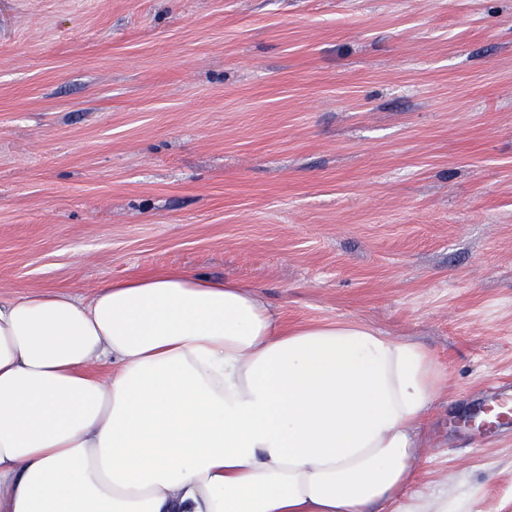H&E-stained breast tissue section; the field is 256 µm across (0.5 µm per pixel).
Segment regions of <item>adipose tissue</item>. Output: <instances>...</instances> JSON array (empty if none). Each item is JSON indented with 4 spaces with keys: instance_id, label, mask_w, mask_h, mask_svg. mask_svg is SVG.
Here are the masks:
<instances>
[{
    "instance_id": "ef3b65f1",
    "label": "adipose tissue",
    "mask_w": 512,
    "mask_h": 512,
    "mask_svg": "<svg viewBox=\"0 0 512 512\" xmlns=\"http://www.w3.org/2000/svg\"><path fill=\"white\" fill-rule=\"evenodd\" d=\"M444 376L192 271L0 300V512H473L413 489Z\"/></svg>"
}]
</instances>
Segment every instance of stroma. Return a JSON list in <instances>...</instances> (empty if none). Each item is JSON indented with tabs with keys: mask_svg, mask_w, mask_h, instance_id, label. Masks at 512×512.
<instances>
[{
	"mask_svg": "<svg viewBox=\"0 0 512 512\" xmlns=\"http://www.w3.org/2000/svg\"><path fill=\"white\" fill-rule=\"evenodd\" d=\"M170 270L422 343L418 485L512 512V0H0V297ZM512 391L502 389L489 399L475 405L469 421L480 419L489 427L497 428L509 426L512 422Z\"/></svg>",
	"mask_w": 512,
	"mask_h": 512,
	"instance_id": "1",
	"label": "stroma"
}]
</instances>
